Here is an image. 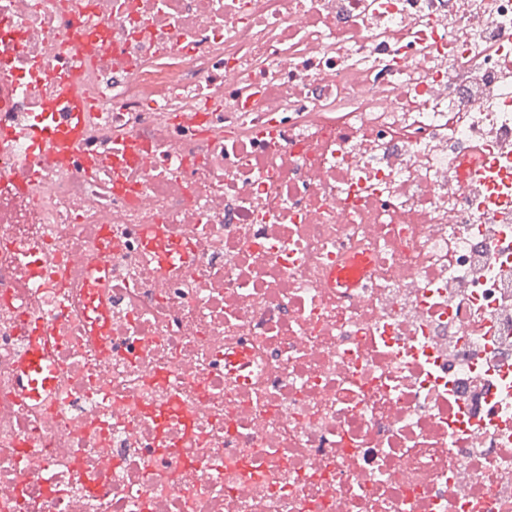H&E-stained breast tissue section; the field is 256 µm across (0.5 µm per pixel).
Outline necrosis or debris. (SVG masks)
Segmentation results:
<instances>
[{
	"label": "necrosis or debris",
	"mask_w": 512,
	"mask_h": 512,
	"mask_svg": "<svg viewBox=\"0 0 512 512\" xmlns=\"http://www.w3.org/2000/svg\"><path fill=\"white\" fill-rule=\"evenodd\" d=\"M0 57V512H512V0H0ZM29 136L41 154L58 164H66L77 145L74 133L46 116L29 129ZM160 225H149L143 230V237L150 248H159L162 256V267L166 268L181 258L180 252L164 243ZM18 379L25 395L39 400L42 393H54L57 385L56 371L48 363L41 345L28 348L18 365Z\"/></svg>",
	"instance_id": "1"
}]
</instances>
